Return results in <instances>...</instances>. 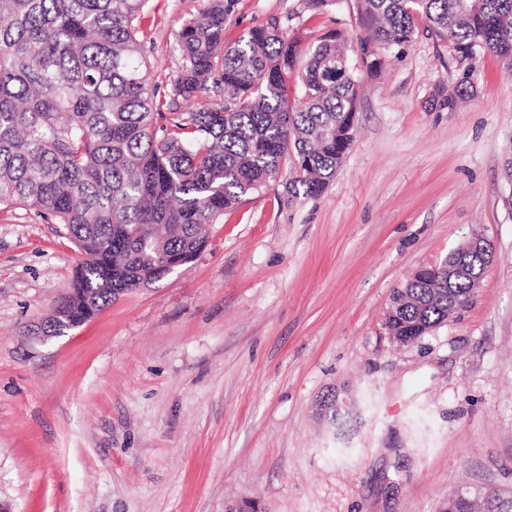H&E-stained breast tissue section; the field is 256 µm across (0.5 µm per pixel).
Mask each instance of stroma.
<instances>
[{
	"mask_svg": "<svg viewBox=\"0 0 512 512\" xmlns=\"http://www.w3.org/2000/svg\"><path fill=\"white\" fill-rule=\"evenodd\" d=\"M224 40L277 20L307 49L359 0H227ZM205 0H149L140 37L167 94L176 33ZM362 73L354 139L317 198L276 185L210 229L195 261L67 335L32 329L80 255L61 225L0 208V503L10 512H439L449 492H512V73L460 60L419 22ZM468 99L449 106L463 71ZM494 259L469 302L392 340L394 289L471 235ZM347 388L360 420L320 414ZM342 401L343 405L338 401L337 406L347 409L348 406H350V402L345 397ZM320 403L323 414L327 416L332 423L336 424L341 433H347L353 430V427L357 424L358 416L352 411L347 412L345 409H341L340 411L336 410V389L328 391V393L322 397Z\"/></svg>",
	"mask_w": 512,
	"mask_h": 512,
	"instance_id": "1",
	"label": "stroma"
}]
</instances>
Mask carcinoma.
<instances>
[{
	"label": "carcinoma",
	"mask_w": 512,
	"mask_h": 512,
	"mask_svg": "<svg viewBox=\"0 0 512 512\" xmlns=\"http://www.w3.org/2000/svg\"><path fill=\"white\" fill-rule=\"evenodd\" d=\"M373 43L409 44L418 21L457 55L494 54L512 72V0H360ZM146 0H0V206L61 224L82 255L67 294L37 329L63 336L121 294L149 287L196 259L210 227L243 197L280 181L291 197L321 196L353 141L358 74L381 60L353 62L332 32L299 59L275 20L224 45V0L184 21L171 95L205 99L192 112L167 107L152 86L138 33ZM302 86L299 100L288 81ZM466 70L448 105L472 87ZM448 262L479 271L460 248ZM474 292L420 274L394 290L386 328L423 336ZM321 410L347 433L358 416ZM512 512V495L485 491L464 508Z\"/></svg>",
	"instance_id": "obj_1"
}]
</instances>
